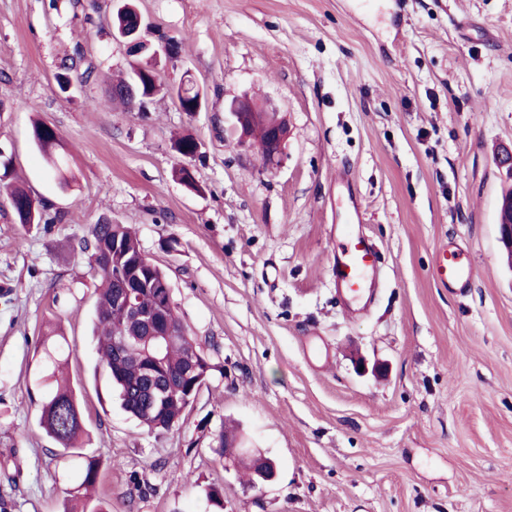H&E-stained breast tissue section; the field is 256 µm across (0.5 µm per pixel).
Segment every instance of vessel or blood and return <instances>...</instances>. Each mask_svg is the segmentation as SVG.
I'll list each match as a JSON object with an SVG mask.
<instances>
[{"label": "vessel or blood", "instance_id": "1", "mask_svg": "<svg viewBox=\"0 0 512 512\" xmlns=\"http://www.w3.org/2000/svg\"><path fill=\"white\" fill-rule=\"evenodd\" d=\"M336 248L331 276L338 296L346 305L368 308L375 299L376 282L381 270V255L374 240L360 229L365 213L356 188V175L347 167L336 170ZM439 279L444 285L468 287L472 272L459 253L441 247L435 255Z\"/></svg>", "mask_w": 512, "mask_h": 512}]
</instances>
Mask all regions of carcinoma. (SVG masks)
Returning <instances> with one entry per match:
<instances>
[{"instance_id":"1","label":"carcinoma","mask_w":512,"mask_h":512,"mask_svg":"<svg viewBox=\"0 0 512 512\" xmlns=\"http://www.w3.org/2000/svg\"><path fill=\"white\" fill-rule=\"evenodd\" d=\"M134 81L138 83L143 97L150 98L160 90L148 64L133 67L116 88H123ZM34 138L48 164L60 169L54 153L59 142L56 130L37 122ZM176 149L185 158L200 156V144L190 135L180 138ZM0 192L6 195L17 214L20 213V203L30 198L25 188L16 182L13 165L6 154H0ZM81 252L86 254L88 264L100 280L95 306L97 353L99 361L109 372L120 405L148 432L157 435L168 432L180 424L187 410L181 393L191 389L195 383V378L185 376L190 362L194 360L199 364L200 376L209 375L211 366L200 358V348L176 316L173 319L174 337L162 353L159 376L152 378L147 373V367L151 365L148 355L151 351L148 346L151 330L132 319L125 307L116 303L117 296L125 291L121 273L130 261L144 256L131 226L109 222L94 225L91 238L81 243ZM166 282L167 275L156 265L139 289L138 305L152 320L163 319L168 313L163 288ZM46 356L52 364V370L47 374L52 389L42 403L40 425L63 449L76 448L84 433L77 393L73 386H63L58 381L59 371L67 365L68 358L62 357L58 350H48ZM98 479V461L90 457L84 464L82 510L68 506L64 512H106L93 506Z\"/></svg>"}]
</instances>
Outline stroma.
<instances>
[{
	"label": "stroma",
	"mask_w": 512,
	"mask_h": 512,
	"mask_svg": "<svg viewBox=\"0 0 512 512\" xmlns=\"http://www.w3.org/2000/svg\"><path fill=\"white\" fill-rule=\"evenodd\" d=\"M116 2L0 0V149L49 218L18 223L0 197V512H63L82 494L75 455L39 425L43 345L60 341L80 452L99 460L112 512H512L495 160L512 147V0H133L145 40L178 43L156 69L204 88L199 112L113 100L135 61L112 37ZM245 95L288 124L276 171L224 112ZM37 121L58 133L60 171ZM183 135L199 158L175 150ZM184 164L198 191L177 178ZM342 165L385 263L374 305L350 318L329 278ZM105 221L133 226L212 366L162 435L114 401L96 353L98 279L80 246ZM444 244L471 287L435 279ZM223 430L261 449L275 480L252 487L216 452ZM34 138L37 146L44 153L48 164L60 170L59 161L53 149L58 145L59 138L56 130L43 122H36L34 125Z\"/></svg>",
	"instance_id": "35a3bbf8"
}]
</instances>
